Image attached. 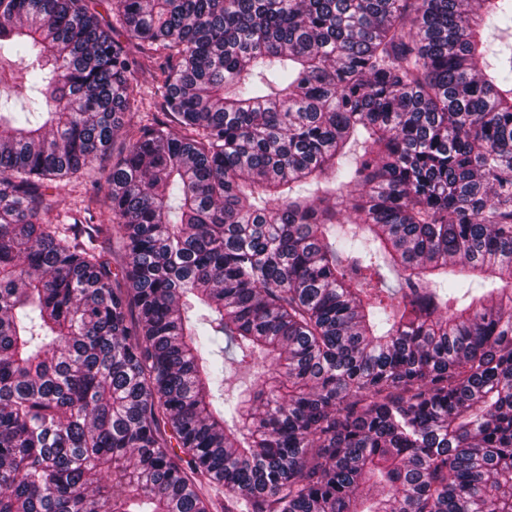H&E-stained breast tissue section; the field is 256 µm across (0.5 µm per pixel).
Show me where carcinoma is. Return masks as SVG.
Instances as JSON below:
<instances>
[{"label":"carcinoma","mask_w":512,"mask_h":512,"mask_svg":"<svg viewBox=\"0 0 512 512\" xmlns=\"http://www.w3.org/2000/svg\"><path fill=\"white\" fill-rule=\"evenodd\" d=\"M91 4L0 0V512H512V0ZM100 167L94 178H73L63 183L64 185L58 191L59 195L57 196V210L61 215L70 211L82 210L88 204L92 208L96 207L91 203V200L102 199L103 197L104 190L100 189V184H104L105 178L112 168V151L111 155L100 163ZM94 179H97L98 183H94Z\"/></svg>","instance_id":"1"}]
</instances>
